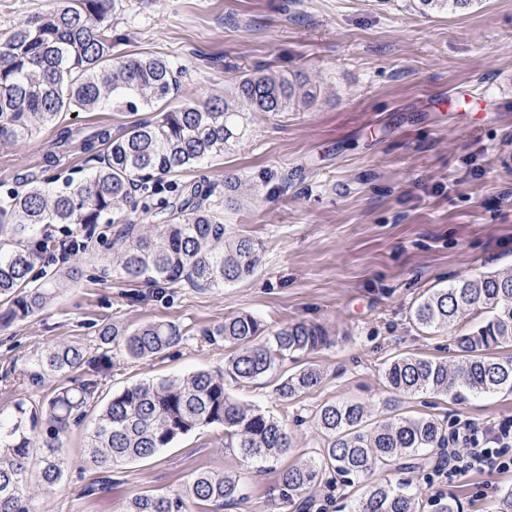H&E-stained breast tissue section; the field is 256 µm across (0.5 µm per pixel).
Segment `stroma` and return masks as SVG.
<instances>
[{
    "label": "stroma",
    "instance_id": "1",
    "mask_svg": "<svg viewBox=\"0 0 512 512\" xmlns=\"http://www.w3.org/2000/svg\"><path fill=\"white\" fill-rule=\"evenodd\" d=\"M58 0H0V40ZM115 53L149 52L183 72L173 105L223 95L234 79L263 67L308 80L316 93L305 107L271 117L255 114L252 132L178 184L207 181L223 195L236 176L248 193L224 207L234 232L261 245L256 273L220 288L188 284L145 287L106 270V245L117 224L96 225L85 242V273L61 288L42 311L0 328V411L16 399L42 404L63 383L37 387L20 377L26 359L58 343L87 357L108 354L97 370L101 400L148 379L220 370L229 352L205 342L203 330L249 313L270 328L305 322L329 337L317 350L285 359L283 370L314 366L316 389L283 401L258 380L230 393L261 407L286 426L289 454L257 462L225 450L214 425L179 438L155 456L114 467L102 493L99 469L81 450L98 406L73 430L62 450L65 477L36 498V512H122L134 492L179 493L191 474L223 471L240 481L244 497L205 512H308L330 496L327 512H348L370 485L404 483L421 512H440L428 469L377 470L354 483L316 482L283 502L280 471L323 446L315 414L324 404L353 401L373 417L396 414L486 426L512 417V392L456 400L420 394L387 406L385 364L411 352L457 365V336L483 320L470 311L436 335L418 330L410 310L422 295L455 280L512 270V0H474L463 8L421 9L418 0H118L112 17ZM53 130L0 143V183L80 180L98 159L61 155L47 164ZM135 328L173 322L186 334L178 346L134 361L121 347L103 346L112 322ZM512 473L473 474L445 498L461 512H493Z\"/></svg>",
    "mask_w": 512,
    "mask_h": 512
}]
</instances>
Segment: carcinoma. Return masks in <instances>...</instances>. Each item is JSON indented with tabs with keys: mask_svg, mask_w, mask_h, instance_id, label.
Listing matches in <instances>:
<instances>
[{
	"mask_svg": "<svg viewBox=\"0 0 512 512\" xmlns=\"http://www.w3.org/2000/svg\"><path fill=\"white\" fill-rule=\"evenodd\" d=\"M115 0H59L56 9L37 15L0 42V137L24 140L42 128L56 131L62 152L107 153L86 178L60 188L23 184L0 196V327L43 309L59 284H37L35 261L52 242L49 228L63 225L72 237L97 224H123L112 242V268L147 286L182 282L197 287L228 286L252 275L261 263L259 244L229 232L217 206L199 186H172L175 200H154L162 177L176 176L205 158L233 149L250 133V114L276 115L314 97L300 79L257 68L234 81L230 93L199 105L163 109L153 120H136L119 135L107 127L77 132L60 125L65 112H94L105 105L135 114L157 110L178 89L177 71L164 58L112 52ZM142 191V211L168 214V223L144 232L130 217L133 192ZM87 245L72 243L75 263L65 279L82 274ZM487 313L484 323L458 337L461 362L454 368L413 353H400L382 371L396 396L439 392L461 399L512 391V356L492 351L512 345V272H489L437 288L414 303L411 319L428 334L445 332L466 312ZM185 338L171 322L133 329L114 325L101 340L117 344L132 360H146ZM211 344L232 349L224 370H198L177 378L142 381L112 394L99 411L84 461L105 473L116 465L143 460L181 437L211 426L224 427V447L245 458L286 454L291 439L281 421L260 407L234 397L225 377L239 385L268 377L285 401L317 388L322 372L305 367L279 373L280 363L326 342L319 326L288 324L270 332L249 313L224 319L204 332ZM88 363L83 350L59 343L25 363L33 385L50 374L79 372ZM97 383L87 379L60 389L46 405L14 404L0 417V512H34L39 494L64 477L61 456L66 439L86 416ZM317 427L325 444L318 456L279 472L280 496L295 501L325 473L353 482L405 459H418L448 442L437 420L400 416L379 421L360 403L334 402L318 409ZM241 497L237 477L194 473L176 495L136 492L124 512H189L188 503L224 506ZM351 512H421L416 493L404 484L378 483L351 505Z\"/></svg>",
	"mask_w": 512,
	"mask_h": 512,
	"instance_id": "obj_1",
	"label": "carcinoma"
}]
</instances>
